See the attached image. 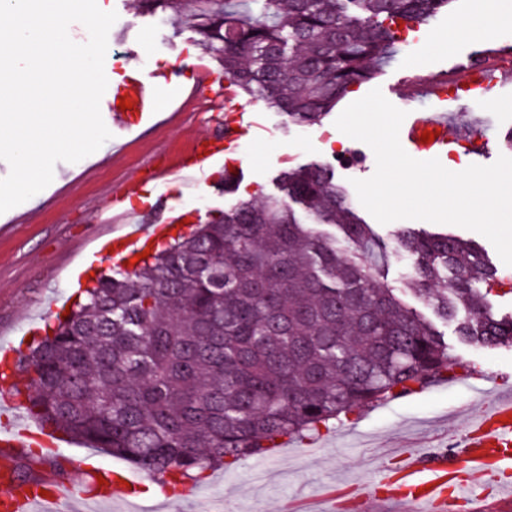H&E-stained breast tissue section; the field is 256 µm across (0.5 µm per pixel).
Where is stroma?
<instances>
[{
    "label": "stroma",
    "instance_id": "obj_1",
    "mask_svg": "<svg viewBox=\"0 0 512 512\" xmlns=\"http://www.w3.org/2000/svg\"><path fill=\"white\" fill-rule=\"evenodd\" d=\"M97 2L102 10L118 14L108 34L107 79L131 68L171 73V80L156 88V108L181 113L182 119L175 125L112 136L81 161L58 163V178L38 196L0 214V224H13L0 236V349H21L27 336L84 287L85 266L99 272L113 267L108 245L123 229L112 220L117 196H125L127 214L134 220L164 223L168 205L175 204L189 223L203 224L218 219L239 198L261 200L278 194L276 175L299 164L332 162L344 183L369 178L376 169L368 145L350 138L344 148L334 147L340 136L335 114L312 126L297 125L237 89L234 100L244 112L237 140L201 171L166 174L171 158L210 132L207 88L223 80L221 63L203 49L202 34L179 28L173 13L147 11L140 0ZM474 4L452 0L445 12L409 32L404 55L354 87L347 102L378 87L402 109L403 84L461 80L484 49L512 47V22L492 24L480 39L445 43L449 29L470 17ZM429 109L465 114L488 129L484 154H467L457 147L439 153L440 162L490 165L499 156L512 157L507 143L512 135V82L475 100L433 102ZM228 172L239 186L233 194L224 191ZM450 231L482 246L497 269L488 298L498 312H511L512 266L501 261L481 234L456 225ZM457 353L467 369L453 383L367 405L301 439H281L279 448L263 457L240 461L229 470H204L182 492H164L152 477L123 459L79 443L60 445L40 461L19 456L15 466L32 477L72 487L78 502H59V512L71 506L77 512H121V504L99 506L90 500L89 473L95 468L129 476L141 491L138 504L145 512H201L209 503L222 504L223 512H313L328 487L373 486L393 444L404 443L428 457L443 453L469 418L487 410L485 394L512 395V347L470 346Z\"/></svg>",
    "mask_w": 512,
    "mask_h": 512
}]
</instances>
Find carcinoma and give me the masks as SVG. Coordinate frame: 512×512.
Returning <instances> with one entry per match:
<instances>
[{
	"mask_svg": "<svg viewBox=\"0 0 512 512\" xmlns=\"http://www.w3.org/2000/svg\"><path fill=\"white\" fill-rule=\"evenodd\" d=\"M451 0H196L204 35L243 92L313 125L404 44L401 23ZM281 197L239 200L130 269L116 266L31 337L9 386L41 426L123 458L166 486L226 468L365 405L447 384L460 343L512 347V315L483 287L497 270L446 232L403 229L408 291L330 163L280 172ZM327 225L331 232L321 230Z\"/></svg>",
	"mask_w": 512,
	"mask_h": 512,
	"instance_id": "carcinoma-1",
	"label": "carcinoma"
}]
</instances>
